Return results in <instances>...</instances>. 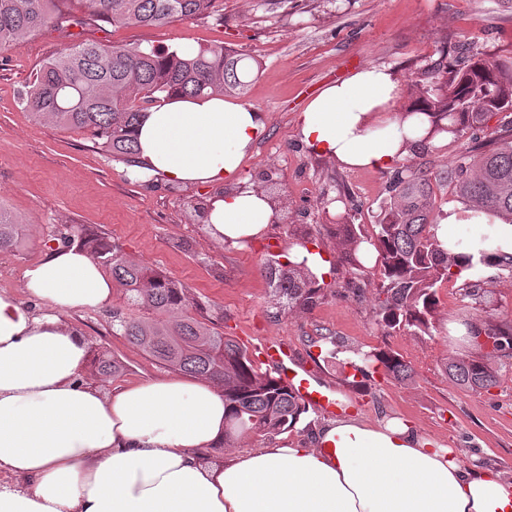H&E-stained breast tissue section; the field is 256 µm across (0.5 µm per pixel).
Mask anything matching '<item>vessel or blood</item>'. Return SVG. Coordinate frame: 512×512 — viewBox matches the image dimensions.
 Returning <instances> with one entry per match:
<instances>
[{"label":"vessel or blood","instance_id":"vessel-or-blood-1","mask_svg":"<svg viewBox=\"0 0 512 512\" xmlns=\"http://www.w3.org/2000/svg\"><path fill=\"white\" fill-rule=\"evenodd\" d=\"M261 360L301 401L315 409L333 414L346 410L348 404L336 395L335 386L314 375L296 359L287 344L278 337H267L259 347Z\"/></svg>","mask_w":512,"mask_h":512}]
</instances>
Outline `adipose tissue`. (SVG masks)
I'll return each mask as SVG.
<instances>
[{
	"label": "adipose tissue",
	"mask_w": 512,
	"mask_h": 512,
	"mask_svg": "<svg viewBox=\"0 0 512 512\" xmlns=\"http://www.w3.org/2000/svg\"><path fill=\"white\" fill-rule=\"evenodd\" d=\"M400 97L392 67H364L308 101L300 142L346 169H392L432 125ZM266 121L231 99L161 96L135 129L133 173L210 188V236L260 239L276 205L240 170ZM432 231L476 275L512 255V222L496 215L451 203ZM22 288L0 291V512H512V480L464 467L399 418H336L314 446L285 437L209 461L224 441L221 388L174 375L110 391L91 373L68 314L110 307L116 283L84 247L47 246Z\"/></svg>",
	"instance_id": "adipose-tissue-1"
}]
</instances>
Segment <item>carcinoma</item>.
<instances>
[{"mask_svg":"<svg viewBox=\"0 0 512 512\" xmlns=\"http://www.w3.org/2000/svg\"><path fill=\"white\" fill-rule=\"evenodd\" d=\"M56 2L0 0V49L11 48L44 27L65 32L86 24V17L61 9ZM80 2L87 17L114 26L160 27L206 13L213 0ZM242 61L241 55L222 46L181 57L162 47L110 49L73 41L38 70L21 105L38 120L89 132L113 158L133 167L139 164L133 132L142 111L160 95L173 92L240 94L247 86ZM410 90L421 99L423 111L452 121L447 131L454 138L473 142L484 134L491 117L512 112V64L461 47L457 65L436 61L422 72V79L411 82ZM434 180L447 182L468 208L512 219V136L493 138L484 147L461 154L440 172L408 162L398 164L389 199L380 206L371 233H365L360 224L336 225L337 262L350 275L349 283L364 284L352 289L354 296L362 297L366 287L375 291L376 318L388 334L408 330L418 336L434 335L438 290L458 281L466 270L432 233L437 208ZM26 236L27 225L0 207V251L19 249ZM78 238L122 290L128 312L112 313V332L170 370L203 377L224 388V447H233L250 434L271 436L296 427L306 406L275 376L261 371L246 347L192 314L200 304L188 288L84 229ZM365 243L378 253L372 267L359 256V247ZM282 258L281 253L272 254L263 265L276 305L290 310L315 307L325 297V281L308 267ZM468 326L477 347H482L478 342L482 333L492 346L481 358L448 359L445 372L464 388H488L499 376L495 359L512 358V323L490 317ZM358 356L398 382L414 376L411 363L389 349ZM94 368L105 379L124 370L122 362L106 354L95 356Z\"/></svg>","mask_w":512,"mask_h":512,"instance_id":"1","label":"carcinoma"}]
</instances>
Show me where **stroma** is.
<instances>
[{"label":"stroma","mask_w":512,"mask_h":512,"mask_svg":"<svg viewBox=\"0 0 512 512\" xmlns=\"http://www.w3.org/2000/svg\"><path fill=\"white\" fill-rule=\"evenodd\" d=\"M82 39L105 46H223L249 55L240 102L265 112L266 132L242 166L252 178L274 166L281 221L242 248L213 240L194 211L207 189L132 178L89 134L36 120L19 104L39 68L68 39L50 28L0 51V203L29 226L26 244L0 252V290L22 291L24 269L66 228H87L186 285L209 321L254 349L276 336L341 394L359 397L355 415L369 422L401 417L418 434L450 448L466 467L492 468L512 478V365L489 389L465 390L443 371L446 358L468 353L448 326L487 315L512 319V274L488 278L482 303L463 306L455 285L440 288L435 336L385 335L373 295H328L310 310L278 313L262 272L267 254L285 249L294 225H309L328 258L337 208L356 209V223L377 221L388 199L391 171L344 170L301 148L295 119L322 88L368 65L392 66L401 84L420 79L438 59L455 65L460 46L512 61V0H214L208 14L163 27L115 26L96 20ZM72 314L94 351L120 360L122 387L166 375V368L112 332V311ZM350 350L390 349L411 362L413 380L371 373L355 388L344 379L345 358H331L326 337Z\"/></svg>","instance_id":"1"}]
</instances>
